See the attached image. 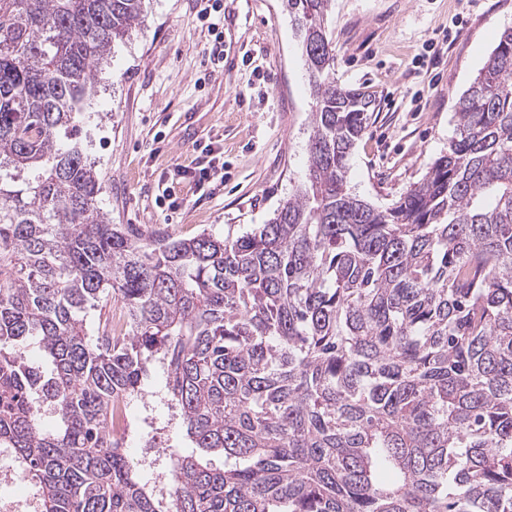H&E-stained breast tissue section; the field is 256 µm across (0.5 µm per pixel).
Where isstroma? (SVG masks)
Returning a JSON list of instances; mask_svg holds the SVG:
<instances>
[{
	"label": "stroma",
	"instance_id": "35a3bbf8",
	"mask_svg": "<svg viewBox=\"0 0 512 512\" xmlns=\"http://www.w3.org/2000/svg\"><path fill=\"white\" fill-rule=\"evenodd\" d=\"M146 18L115 43L83 134L104 179L100 206L116 224L175 237H221L267 223L307 181L313 98L300 34L285 0H224V66L195 0H146ZM512 0H333L337 84L372 95L371 120L349 161L360 199L384 208L447 152L455 103L505 28ZM438 52L423 58L427 40ZM217 143L224 184H177L178 209L155 205L194 144Z\"/></svg>",
	"mask_w": 512,
	"mask_h": 512
}]
</instances>
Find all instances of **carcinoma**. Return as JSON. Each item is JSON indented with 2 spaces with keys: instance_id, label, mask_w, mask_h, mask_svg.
<instances>
[{
  "instance_id": "1",
  "label": "carcinoma",
  "mask_w": 512,
  "mask_h": 512,
  "mask_svg": "<svg viewBox=\"0 0 512 512\" xmlns=\"http://www.w3.org/2000/svg\"><path fill=\"white\" fill-rule=\"evenodd\" d=\"M286 2L308 180L252 232L175 239L112 223L81 137L145 0H0V448L39 512H512V28L380 209L348 185L370 95L331 77L332 0ZM112 300L124 332L88 335ZM156 371L203 451L166 498L109 426Z\"/></svg>"
}]
</instances>
